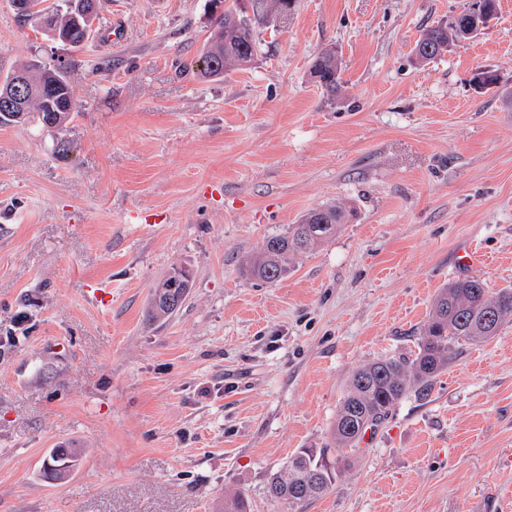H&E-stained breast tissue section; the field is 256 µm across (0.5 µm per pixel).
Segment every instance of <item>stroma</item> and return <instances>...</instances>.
<instances>
[{"instance_id":"1","label":"stroma","mask_w":512,"mask_h":512,"mask_svg":"<svg viewBox=\"0 0 512 512\" xmlns=\"http://www.w3.org/2000/svg\"><path fill=\"white\" fill-rule=\"evenodd\" d=\"M473 2L295 0L251 63L204 78L209 0H104L78 49L0 0V79L63 60L79 105L60 131L0 125V512H224L236 491L288 512L267 481L329 443L352 371L412 354L450 281L512 286V0L437 58L414 52ZM327 50L333 94L310 74ZM336 202L353 217L288 277L241 275ZM175 265L189 293L148 320ZM69 446L78 461L50 478ZM501 500L512 323L461 346L303 512Z\"/></svg>"}]
</instances>
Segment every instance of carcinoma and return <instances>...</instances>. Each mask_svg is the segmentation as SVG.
<instances>
[{"mask_svg":"<svg viewBox=\"0 0 512 512\" xmlns=\"http://www.w3.org/2000/svg\"><path fill=\"white\" fill-rule=\"evenodd\" d=\"M59 23L69 28L74 47L85 44L84 31L73 27L69 14L71 5L79 0L48 2ZM242 0H231L215 19V27L205 48V55L213 65L203 69L205 77L220 76L240 68L242 50L254 51L259 18H246L240 8ZM472 12L467 11L446 28L435 26L423 31L416 42L419 60H431L447 50L448 41L459 37L471 23ZM311 74L316 82L334 93L341 88L337 57L326 51L313 61ZM36 88L22 109L23 117L0 118L1 125L43 124L48 113H53L60 124H65L78 111L67 77H59V86L47 91L39 76L34 77ZM352 210L342 203L320 206L306 212L296 224L268 236L261 250L248 257L243 273L262 281L275 282L290 273L289 256L306 253L333 237L339 227L348 222ZM512 322V287L490 289L485 280L469 276L448 283L435 297L427 323L424 325L418 351L409 356H388L367 362L350 375L330 432L331 442L340 450L353 454L367 432H373L388 418L392 409L410 391L428 395L434 380L456 358L464 344L485 342ZM336 465L328 464L324 453L313 448H300L281 471L273 474L266 486L270 499L288 505L294 512L310 499L327 494L336 481ZM224 512H250L247 498L237 493L224 499Z\"/></svg>","mask_w":512,"mask_h":512,"instance_id":"obj_1","label":"carcinoma"}]
</instances>
